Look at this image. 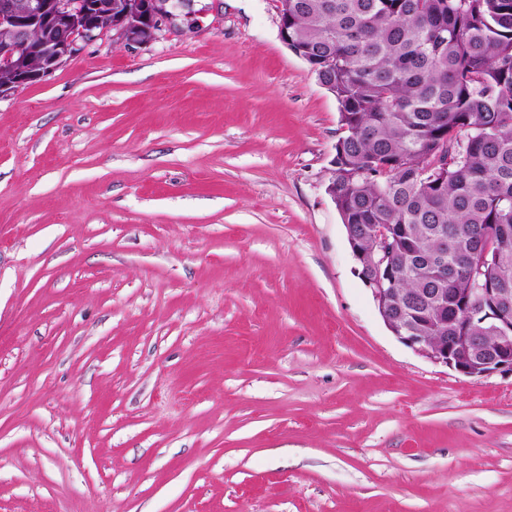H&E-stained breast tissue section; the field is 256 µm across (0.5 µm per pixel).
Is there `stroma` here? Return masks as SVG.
<instances>
[{
  "label": "stroma",
  "instance_id": "stroma-1",
  "mask_svg": "<svg viewBox=\"0 0 512 512\" xmlns=\"http://www.w3.org/2000/svg\"><path fill=\"white\" fill-rule=\"evenodd\" d=\"M278 6L0 97V512H512V375L384 324Z\"/></svg>",
  "mask_w": 512,
  "mask_h": 512
}]
</instances>
